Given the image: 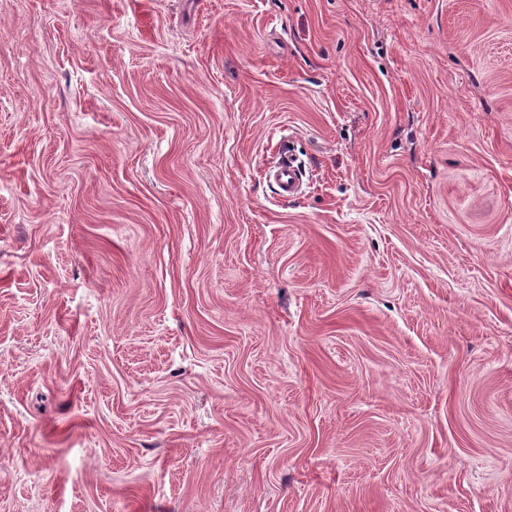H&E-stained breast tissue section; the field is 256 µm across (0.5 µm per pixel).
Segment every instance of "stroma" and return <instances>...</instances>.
Returning <instances> with one entry per match:
<instances>
[{"label": "stroma", "mask_w": 512, "mask_h": 512, "mask_svg": "<svg viewBox=\"0 0 512 512\" xmlns=\"http://www.w3.org/2000/svg\"><path fill=\"white\" fill-rule=\"evenodd\" d=\"M0 512H512V0H0ZM274 178L283 199H292L298 195L300 176L293 165L282 162L275 172Z\"/></svg>", "instance_id": "stroma-1"}]
</instances>
